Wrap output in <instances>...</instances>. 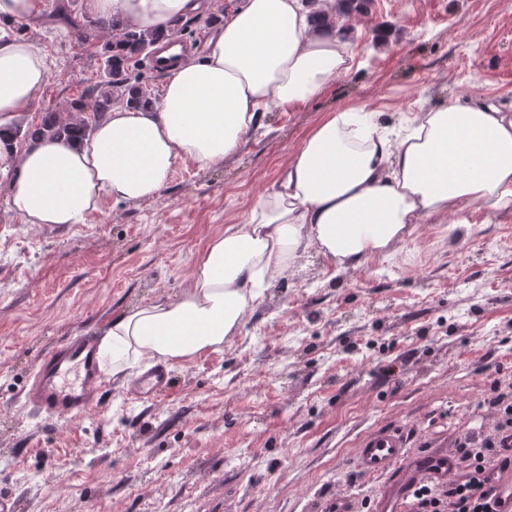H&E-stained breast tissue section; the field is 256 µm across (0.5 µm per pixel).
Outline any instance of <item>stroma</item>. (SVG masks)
Here are the masks:
<instances>
[{"instance_id":"stroma-1","label":"stroma","mask_w":512,"mask_h":512,"mask_svg":"<svg viewBox=\"0 0 512 512\" xmlns=\"http://www.w3.org/2000/svg\"><path fill=\"white\" fill-rule=\"evenodd\" d=\"M42 0L22 36L50 60L25 123L100 76ZM354 66L318 97L265 112L224 163L179 165L163 195L104 197L83 224H24L0 172V492L24 512H354L381 491L355 469L359 439L396 426L414 451L493 435L484 397L512 405V212L473 206L417 224L389 255L333 273L310 254L268 289L223 351L171 365L172 389L132 401L130 380L82 419L44 426L24 400L54 341L104 332L124 310L176 295L225 225L243 223L302 136L330 112L396 129L448 99L512 112V0H371L350 17Z\"/></svg>"}]
</instances>
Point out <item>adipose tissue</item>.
<instances>
[{
  "mask_svg": "<svg viewBox=\"0 0 512 512\" xmlns=\"http://www.w3.org/2000/svg\"><path fill=\"white\" fill-rule=\"evenodd\" d=\"M90 18L169 30L207 17L214 0H80ZM38 0H0V123L16 118L44 87L47 57L14 36L40 18ZM151 108L114 107L89 139L43 140L18 154L11 208L26 224H81L104 197L158 198L179 164L202 167L236 154L272 108L307 103L353 65L349 42L313 16L305 0H243L218 24L197 59L165 62ZM512 210V113L487 100L421 113L392 136L370 116L331 112L301 138L277 186L246 219L205 243L191 282L115 317L99 352L113 378L163 360L223 350L272 283L309 249L334 270L390 252L421 219L471 205Z\"/></svg>",
  "mask_w": 512,
  "mask_h": 512,
  "instance_id": "1",
  "label": "adipose tissue"
}]
</instances>
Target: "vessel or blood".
Instances as JSON below:
<instances>
[{
    "mask_svg": "<svg viewBox=\"0 0 512 512\" xmlns=\"http://www.w3.org/2000/svg\"><path fill=\"white\" fill-rule=\"evenodd\" d=\"M170 380L165 365H153L140 374L132 396L161 397ZM111 394L100 367L96 336L79 332L57 341L39 355L25 401L44 422H72L107 403ZM356 469L364 475L388 479L380 496L370 505L372 512H407L421 483H441L454 475L456 458L450 453L435 456L413 452L401 430L386 427L360 441ZM496 483L499 502L495 512H512V448L500 451Z\"/></svg>",
    "mask_w": 512,
    "mask_h": 512,
    "instance_id": "obj_1",
    "label": "vessel or blood"
}]
</instances>
